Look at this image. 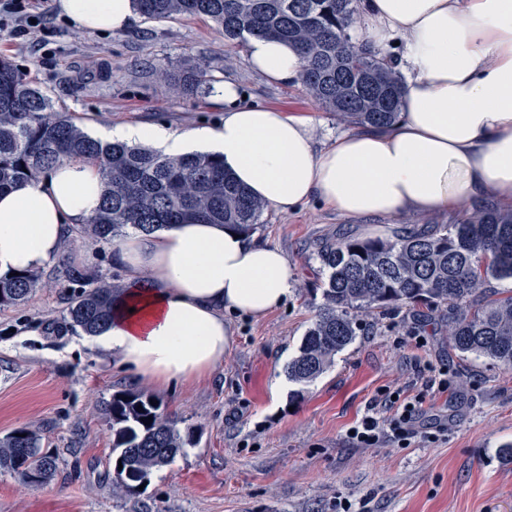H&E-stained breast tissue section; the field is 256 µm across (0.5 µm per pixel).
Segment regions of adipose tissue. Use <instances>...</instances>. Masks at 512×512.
Masks as SVG:
<instances>
[{
	"label": "adipose tissue",
	"instance_id": "1",
	"mask_svg": "<svg viewBox=\"0 0 512 512\" xmlns=\"http://www.w3.org/2000/svg\"><path fill=\"white\" fill-rule=\"evenodd\" d=\"M55 8L93 34L120 33L139 12L138 0H55ZM356 28L372 48L402 47L404 108L392 125L320 149L312 117L239 104L228 85L216 93L222 122L180 133L125 124L105 135L172 157L223 155L225 170L281 214L313 198L358 219L448 211L490 196L512 203V0H362ZM247 55L269 81L300 77L286 42L253 37ZM103 193L97 166L80 160L1 193L0 276L43 269ZM118 261L126 278L98 344L159 387L210 376L233 344L225 311L264 317L295 282L280 248L221 224L130 233Z\"/></svg>",
	"mask_w": 512,
	"mask_h": 512
}]
</instances>
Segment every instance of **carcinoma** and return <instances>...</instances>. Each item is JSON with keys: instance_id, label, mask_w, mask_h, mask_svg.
Wrapping results in <instances>:
<instances>
[{"instance_id": "obj_1", "label": "carcinoma", "mask_w": 512, "mask_h": 512, "mask_svg": "<svg viewBox=\"0 0 512 512\" xmlns=\"http://www.w3.org/2000/svg\"><path fill=\"white\" fill-rule=\"evenodd\" d=\"M140 13L162 21L206 17L224 38L275 37L294 44L301 81L332 112L362 127L390 125L403 110L402 79L392 59L371 49L355 28L359 0H138ZM171 79L189 93L210 89L204 70L184 67ZM65 160L99 168L105 193L81 237L116 241L130 232L154 233L194 218L230 224L249 233L265 204L224 170L215 155L167 157L139 145L90 136L69 112L8 59H0V192L37 180ZM327 276L323 302L297 354L288 380L306 386L325 373L338 352L364 331L374 311L424 308L448 326L450 346L463 355L512 368V291L491 287L512 279V210L484 201L454 224H434L396 240L350 236L321 243ZM79 291L68 301L73 325L99 335L112 319L120 286L78 269L65 270ZM47 287L39 272L0 278V308L24 303ZM157 397L144 391L112 394L113 491L139 492L153 471L172 463L193 443L195 429L177 428ZM152 417L150 424L143 419ZM0 469L22 481L36 473L44 485L58 475L59 456L42 448L38 433L18 428L0 438Z\"/></svg>"}]
</instances>
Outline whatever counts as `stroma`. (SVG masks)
<instances>
[{"instance_id": "1", "label": "stroma", "mask_w": 512, "mask_h": 512, "mask_svg": "<svg viewBox=\"0 0 512 512\" xmlns=\"http://www.w3.org/2000/svg\"><path fill=\"white\" fill-rule=\"evenodd\" d=\"M25 34L0 25L9 58L94 136L123 124L183 130L215 124L224 106L159 77L186 64L216 84H234L247 103L309 115L319 145L350 131L301 81L271 83L254 73L247 44L225 40L200 17L153 21L137 16L120 34H87L60 17L53 0ZM459 210L409 212L399 219H354L319 201L283 215L266 210L254 232L294 266L287 303L261 319L233 315L234 342L206 379L158 388L118 365L66 317L70 266L123 282L118 244L72 234L42 272L46 288L23 305L0 309V437L39 431L57 451L60 474L31 487L0 471V512H512V369L463 355L432 315L377 312L369 329L336 354L330 369L303 388L284 368L322 302L317 250L328 237L395 239L426 224H452ZM423 345H416L415 336ZM446 371L448 388L424 407L435 438L358 448L348 429L378 393L406 399L418 376ZM123 389L160 399L165 412L195 430L194 442L155 472L133 497L112 493L115 466L105 403Z\"/></svg>"}]
</instances>
